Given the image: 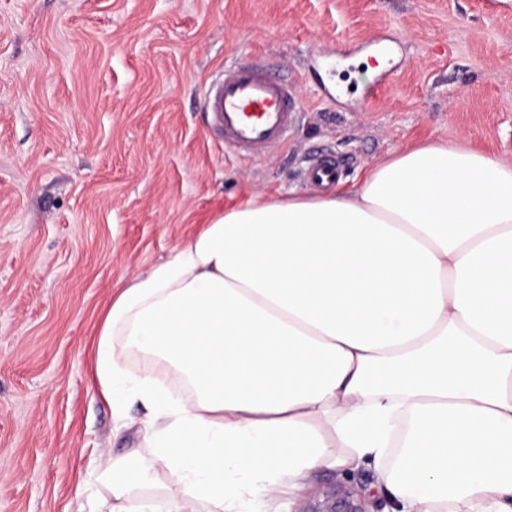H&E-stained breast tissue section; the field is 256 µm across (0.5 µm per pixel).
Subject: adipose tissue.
Wrapping results in <instances>:
<instances>
[{
	"label": "adipose tissue",
	"instance_id": "ef3b65f1",
	"mask_svg": "<svg viewBox=\"0 0 512 512\" xmlns=\"http://www.w3.org/2000/svg\"><path fill=\"white\" fill-rule=\"evenodd\" d=\"M94 375L152 450L95 462L98 512H253L365 463L392 512H512V163L419 144L357 189L224 209L112 300ZM163 475L181 493L131 509Z\"/></svg>",
	"mask_w": 512,
	"mask_h": 512
}]
</instances>
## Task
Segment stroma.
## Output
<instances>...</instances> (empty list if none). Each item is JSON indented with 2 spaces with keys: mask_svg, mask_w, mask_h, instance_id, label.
Masks as SVG:
<instances>
[{
  "mask_svg": "<svg viewBox=\"0 0 512 512\" xmlns=\"http://www.w3.org/2000/svg\"><path fill=\"white\" fill-rule=\"evenodd\" d=\"M298 91L288 143L226 156L201 107L226 60ZM440 140L512 162V0H0V512H96L90 462L143 448L90 372L100 314L200 224L250 195H310L308 154L344 189ZM387 512L371 466L311 473ZM341 164L336 157L319 153L307 158L302 170L304 183L312 189L321 190L338 184Z\"/></svg>",
  "mask_w": 512,
  "mask_h": 512,
  "instance_id": "stroma-1",
  "label": "stroma"
}]
</instances>
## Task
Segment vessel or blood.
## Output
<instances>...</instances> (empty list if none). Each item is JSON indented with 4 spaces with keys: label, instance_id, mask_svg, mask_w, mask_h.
<instances>
[{
    "label": "vessel or blood",
    "instance_id": "b4317fda",
    "mask_svg": "<svg viewBox=\"0 0 512 512\" xmlns=\"http://www.w3.org/2000/svg\"><path fill=\"white\" fill-rule=\"evenodd\" d=\"M202 104L225 152L251 161L282 148L300 116L294 85L272 77L258 60L225 64L222 78L209 84ZM340 168L336 157L315 154L308 157L302 179L310 188L326 189L338 184Z\"/></svg>",
    "mask_w": 512,
    "mask_h": 512
}]
</instances>
